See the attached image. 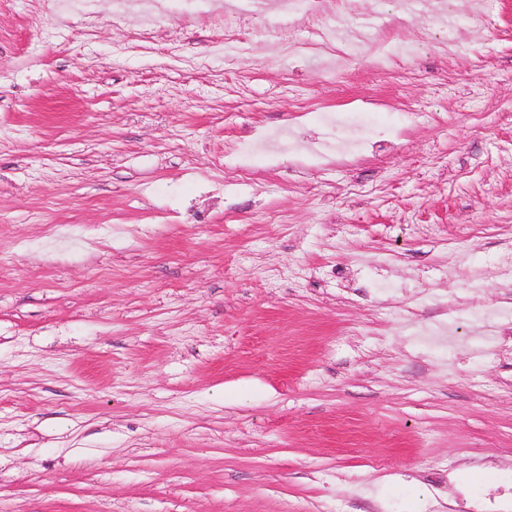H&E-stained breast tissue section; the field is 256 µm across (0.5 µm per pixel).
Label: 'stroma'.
Segmentation results:
<instances>
[{
	"label": "stroma",
	"mask_w": 512,
	"mask_h": 512,
	"mask_svg": "<svg viewBox=\"0 0 512 512\" xmlns=\"http://www.w3.org/2000/svg\"><path fill=\"white\" fill-rule=\"evenodd\" d=\"M162 2L0 0V512H512V0ZM326 123L332 128H336L339 136L336 138L333 149L338 153H347L354 149L361 147L364 141L360 139L355 131L349 128L345 118L336 113V116L331 115L328 117ZM292 143V134L288 130H279L274 133H266L259 139L245 145L241 151V157L237 163L238 170H244L245 160L255 154H277Z\"/></svg>",
	"instance_id": "35a3bbf8"
}]
</instances>
